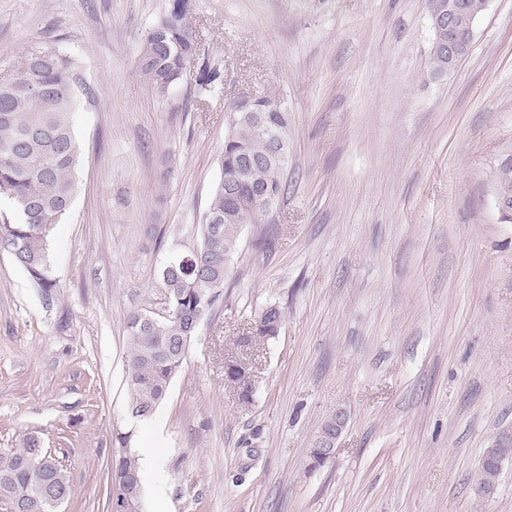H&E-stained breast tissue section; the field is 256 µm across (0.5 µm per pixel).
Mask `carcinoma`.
I'll return each mask as SVG.
<instances>
[{"mask_svg":"<svg viewBox=\"0 0 512 512\" xmlns=\"http://www.w3.org/2000/svg\"><path fill=\"white\" fill-rule=\"evenodd\" d=\"M191 0H171L165 17L157 23L159 32L146 34L141 42L139 72L151 87L164 93L176 82L192 58L197 46V31L188 21ZM16 77L0 81V197L12 202L14 218L0 221V239L16 238L23 243V253L15 262L28 274L44 300L57 295V283L51 274L48 242L56 224L68 212L76 183L74 173L80 146L72 127L71 114L77 104V92L66 96L58 90L76 84L75 63L53 47L31 48ZM220 73L208 66L200 68L196 79L198 92L206 95ZM43 88L40 94L29 92L31 85ZM255 109L269 112L271 126L288 146V109L283 97L268 94L255 98ZM271 143L250 119H227L224 148L219 156L221 176L231 178L243 155L265 159ZM270 188L280 197L286 186L282 169L266 163L257 166L250 183L243 186L242 208L224 200V187H214L204 218H222L220 235L211 239L201 234L193 247L195 261L190 267H166L160 280L169 302L186 317L199 305L197 289L210 283L218 296L228 279L230 266L240 243V211L259 218L266 210L255 206L252 192ZM283 313L276 306L262 310L252 331L260 339L276 336V324ZM126 380L132 407L137 416L149 417L166 400L171 382L180 370L192 337L184 322L176 316L166 318L151 311H135L127 320ZM130 433L118 432L113 441L122 448L112 465L111 500L122 505V491L132 473L141 474L138 455L128 448ZM41 437L25 434L17 448L0 451V497L18 506V512H59L44 493L47 477H52L65 497L72 488L65 469L47 466L30 468L26 460L39 447ZM499 467L482 461L478 481L490 488L497 485Z\"/></svg>","mask_w":512,"mask_h":512,"instance_id":"obj_1","label":"carcinoma"}]
</instances>
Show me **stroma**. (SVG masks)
<instances>
[{
	"label": "stroma",
	"instance_id": "35a3bbf8",
	"mask_svg": "<svg viewBox=\"0 0 512 512\" xmlns=\"http://www.w3.org/2000/svg\"><path fill=\"white\" fill-rule=\"evenodd\" d=\"M197 52L157 94L138 71L170 0H0V79L31 47L74 60L78 188L49 241L46 302L0 251V449L39 433L63 512H111L115 432L157 455L144 512H512V0H489L469 56L429 72L427 0H192ZM221 75L197 92L202 63ZM288 103V188L244 225L227 286L166 401L129 408L126 322L161 303L172 250L200 240L221 176L224 103ZM279 335L240 402L224 355L267 305ZM349 415L310 468L321 423Z\"/></svg>",
	"mask_w": 512,
	"mask_h": 512
}]
</instances>
